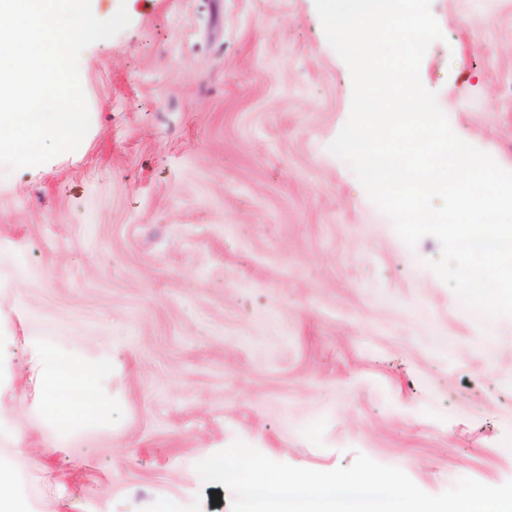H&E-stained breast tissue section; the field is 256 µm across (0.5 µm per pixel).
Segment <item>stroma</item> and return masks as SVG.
Here are the masks:
<instances>
[{"mask_svg":"<svg viewBox=\"0 0 512 512\" xmlns=\"http://www.w3.org/2000/svg\"><path fill=\"white\" fill-rule=\"evenodd\" d=\"M75 151L0 169V464L23 512H231L235 440L357 454L438 495L512 480V316L472 311L328 149L349 70L314 0H92ZM420 65L453 131L512 171V0H432ZM106 416L42 408L44 350ZM220 504H213V493Z\"/></svg>","mask_w":512,"mask_h":512,"instance_id":"35a3bbf8","label":"stroma"}]
</instances>
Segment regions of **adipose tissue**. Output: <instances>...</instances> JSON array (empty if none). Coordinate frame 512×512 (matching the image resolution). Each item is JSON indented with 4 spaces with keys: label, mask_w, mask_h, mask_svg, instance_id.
Masks as SVG:
<instances>
[{
    "label": "adipose tissue",
    "mask_w": 512,
    "mask_h": 512,
    "mask_svg": "<svg viewBox=\"0 0 512 512\" xmlns=\"http://www.w3.org/2000/svg\"><path fill=\"white\" fill-rule=\"evenodd\" d=\"M42 373L47 384L43 408L49 417L66 420L102 413V406L87 398L94 387L92 372L50 354L42 363Z\"/></svg>",
    "instance_id": "1"
}]
</instances>
